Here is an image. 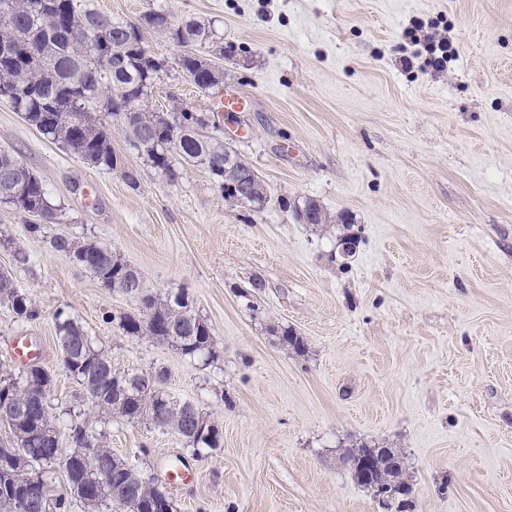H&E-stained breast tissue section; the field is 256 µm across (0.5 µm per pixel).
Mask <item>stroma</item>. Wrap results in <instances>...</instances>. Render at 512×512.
<instances>
[{
  "mask_svg": "<svg viewBox=\"0 0 512 512\" xmlns=\"http://www.w3.org/2000/svg\"><path fill=\"white\" fill-rule=\"evenodd\" d=\"M135 21L157 5L213 24L230 50L227 90L244 123L218 131L258 171L259 211L225 201L205 168L175 184L132 154L139 188L44 138L0 102V148L44 182L59 223L0 204V268L38 309L0 304V373L50 372L61 443L71 414L114 456L164 483L177 512H382L357 485L346 448L384 443L409 461L411 512H512V0H94ZM448 38L437 71L402 37ZM176 70L149 99L169 111L211 107ZM349 214L360 244L336 256L339 226L298 223L291 203ZM106 245L159 298L187 289L220 357L181 355L126 336L106 315L138 300L99 288L49 239ZM24 253L26 262L15 259ZM263 284L251 299L243 290ZM79 320L123 374L166 369L171 401L210 416L222 446L194 456L173 432L93 409L60 364L55 315ZM291 328L306 350L282 346ZM28 338L32 361L13 353ZM187 484L167 483V460Z\"/></svg>",
  "mask_w": 512,
  "mask_h": 512,
  "instance_id": "stroma-1",
  "label": "stroma"
}]
</instances>
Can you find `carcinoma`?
I'll return each instance as SVG.
<instances>
[{
  "instance_id": "cac0c4a2",
  "label": "carcinoma",
  "mask_w": 512,
  "mask_h": 512,
  "mask_svg": "<svg viewBox=\"0 0 512 512\" xmlns=\"http://www.w3.org/2000/svg\"><path fill=\"white\" fill-rule=\"evenodd\" d=\"M146 28L179 48L174 64L193 77L198 89H213L211 60L196 53V46L216 43L209 24L195 19L175 23L161 7L136 22H124L99 11L91 0L81 8L75 0H0V101L87 165L121 173L132 188L139 186V172L112 149L111 121L129 148L166 182L178 183L187 167L204 165L219 191H224V182H237L251 195L248 206L263 209V199L254 197L244 180L252 166L239 152L204 134L207 125L191 113L176 116L171 126L156 122L147 109L154 81L160 79L167 60L145 45ZM102 97L110 104L104 116L97 113ZM1 203L28 214L41 211L47 224L57 220L58 208L41 179L6 149H0ZM301 205L311 210L314 224L350 221L347 214L332 217L312 198L300 205L284 203L287 209ZM50 245L56 251L80 254V267L90 270L107 291L121 293L127 284L136 286L150 313L110 316L123 333L166 342L184 356L218 358L210 328L189 309L186 290L162 300L149 293L136 267L107 246L65 236L53 237ZM0 302L21 319L37 317L30 299L11 287L5 271L0 272ZM55 329L65 373L99 412L128 421L145 419L159 429L173 430L197 456L219 447L208 435L194 432L199 409L191 403L173 408L162 390L165 371L152 373L148 387L140 377L112 369V361L93 345L77 319L60 312ZM0 389L4 399L18 405L16 428L9 439L0 441V512H70L77 501L90 508L110 505L117 512H175L164 487L149 486L132 462L114 456L75 418L68 427L71 448H63L47 398L32 395L29 378L20 382L10 374L0 375ZM57 467L65 475L67 497L54 498L48 490ZM27 479L46 487L44 495L24 499L22 482Z\"/></svg>"
}]
</instances>
